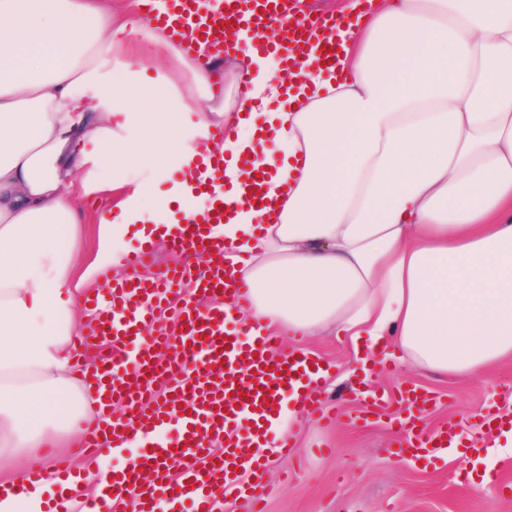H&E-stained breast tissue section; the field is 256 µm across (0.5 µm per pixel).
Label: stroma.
Masks as SVG:
<instances>
[{
  "instance_id": "obj_1",
  "label": "stroma",
  "mask_w": 512,
  "mask_h": 512,
  "mask_svg": "<svg viewBox=\"0 0 512 512\" xmlns=\"http://www.w3.org/2000/svg\"><path fill=\"white\" fill-rule=\"evenodd\" d=\"M329 368L320 410L297 424L296 451L271 456L270 482L280 492L263 512H512V455L478 452L464 457L442 451L424 462L396 460L391 450L404 433L401 388L415 386L435 399L425 428L455 424L472 441L483 438L480 415L512 417V361L463 381L443 380L389 358L379 363L372 385L384 401L368 424L358 392L360 373L342 336H313L303 343ZM491 471L486 488L472 476Z\"/></svg>"
}]
</instances>
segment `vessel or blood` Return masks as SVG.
<instances>
[{
	"label": "vessel or blood",
	"mask_w": 512,
	"mask_h": 512,
	"mask_svg": "<svg viewBox=\"0 0 512 512\" xmlns=\"http://www.w3.org/2000/svg\"><path fill=\"white\" fill-rule=\"evenodd\" d=\"M296 0H168V10L152 15L154 25L180 36L191 34L215 49L224 45V29L244 25L253 29L254 50L278 53L287 69L303 76L309 69L305 54L313 41L326 47L324 68L336 59L335 25L317 17L293 24L288 15ZM209 185L207 209L199 218L176 225L172 250L194 257L190 264L161 269L151 279L141 276L152 242H142L126 258L128 272L91 295L86 305L91 319L82 344L110 346L96 376L106 399L125 403V417L113 420L110 410L86 430L83 451L100 452L104 445L121 451L142 442L139 465L149 467L154 479L139 483L131 475L105 484L94 512H109V500L129 496L135 512H158L160 501L177 502L198 494L199 512H209L214 497L236 491L239 497L261 502L271 494L265 480L263 456L251 446H263L279 414L285 389L320 371L311 354L296 351L273 358L278 340L257 325L242 326L234 311L248 302L246 285L229 286L215 256L224 245L211 227L246 198L260 202L261 177H254L242 193L224 187V159L211 156L203 163ZM415 448L431 453L459 447L453 429H419L414 418ZM61 490L53 512H70L65 491L75 482L66 462L56 465Z\"/></svg>",
	"instance_id": "b4317fda"
}]
</instances>
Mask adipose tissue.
Wrapping results in <instances>:
<instances>
[{
    "label": "adipose tissue",
    "mask_w": 512,
    "mask_h": 512,
    "mask_svg": "<svg viewBox=\"0 0 512 512\" xmlns=\"http://www.w3.org/2000/svg\"><path fill=\"white\" fill-rule=\"evenodd\" d=\"M112 0H0V455L79 436L100 414L71 375L84 297L120 275L130 230L198 216L201 156L265 172L263 209L212 233L249 286L245 323L347 337L355 356L467 379L512 360V0H339L335 70L294 79L249 51L250 99L218 96L192 48ZM161 51L172 72L149 71ZM187 73L180 87L175 73ZM207 102L195 112L185 91ZM223 126L224 139L212 134ZM115 197L85 263L60 248L79 200ZM51 483H0V512H46Z\"/></svg>",
    "instance_id": "ef3b65f1"
}]
</instances>
